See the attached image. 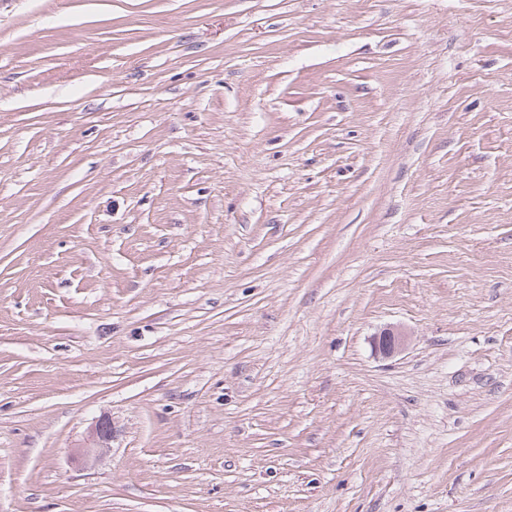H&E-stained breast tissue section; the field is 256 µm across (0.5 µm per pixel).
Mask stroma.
<instances>
[{
  "label": "stroma",
  "mask_w": 512,
  "mask_h": 512,
  "mask_svg": "<svg viewBox=\"0 0 512 512\" xmlns=\"http://www.w3.org/2000/svg\"><path fill=\"white\" fill-rule=\"evenodd\" d=\"M0 512H512V0H0ZM376 336L374 342L376 351L389 357L404 348L409 335L401 328L390 327L383 329Z\"/></svg>",
  "instance_id": "1"
}]
</instances>
